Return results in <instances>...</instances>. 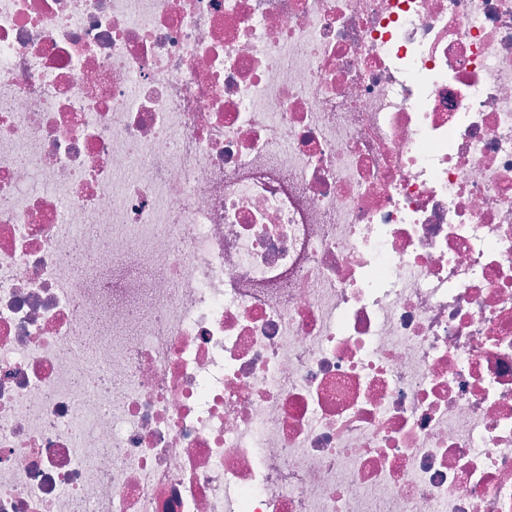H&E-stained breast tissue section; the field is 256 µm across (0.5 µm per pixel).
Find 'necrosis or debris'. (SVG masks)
<instances>
[{
  "instance_id": "obj_1",
  "label": "necrosis or debris",
  "mask_w": 512,
  "mask_h": 512,
  "mask_svg": "<svg viewBox=\"0 0 512 512\" xmlns=\"http://www.w3.org/2000/svg\"><path fill=\"white\" fill-rule=\"evenodd\" d=\"M0 512H512V0H0Z\"/></svg>"
}]
</instances>
